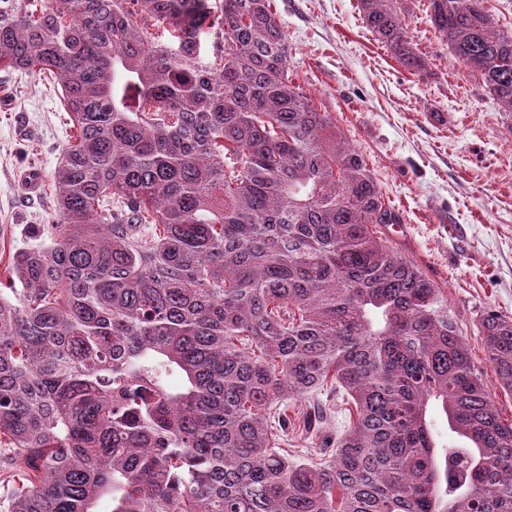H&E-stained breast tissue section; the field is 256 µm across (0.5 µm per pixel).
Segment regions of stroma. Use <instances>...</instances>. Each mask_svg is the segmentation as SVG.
Returning a JSON list of instances; mask_svg holds the SVG:
<instances>
[{
	"instance_id": "1",
	"label": "stroma",
	"mask_w": 512,
	"mask_h": 512,
	"mask_svg": "<svg viewBox=\"0 0 512 512\" xmlns=\"http://www.w3.org/2000/svg\"><path fill=\"white\" fill-rule=\"evenodd\" d=\"M403 23L427 74L399 65L367 30L359 0H273L289 45V69L318 110L366 156L403 222L386 233L448 297L476 367L504 421V391L478 332L480 318L512 316V112L501 111L437 37L423 0H402ZM0 277L13 255L48 243L54 172L76 130L59 92L38 71L0 69ZM39 168L31 196L19 177ZM282 442L294 459L320 462L348 414L335 387L283 402Z\"/></svg>"
}]
</instances>
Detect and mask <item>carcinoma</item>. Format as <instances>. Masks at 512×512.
<instances>
[{
  "label": "carcinoma",
  "instance_id": "obj_1",
  "mask_svg": "<svg viewBox=\"0 0 512 512\" xmlns=\"http://www.w3.org/2000/svg\"><path fill=\"white\" fill-rule=\"evenodd\" d=\"M400 2L359 8L421 74ZM428 2L512 112V32L484 0ZM288 55L271 0H0V68L46 74L79 130L50 244L0 291V439L28 468L0 512H512V423ZM479 333L512 393V317ZM330 378L355 415L328 462L297 461L271 411Z\"/></svg>",
  "mask_w": 512,
  "mask_h": 512
}]
</instances>
